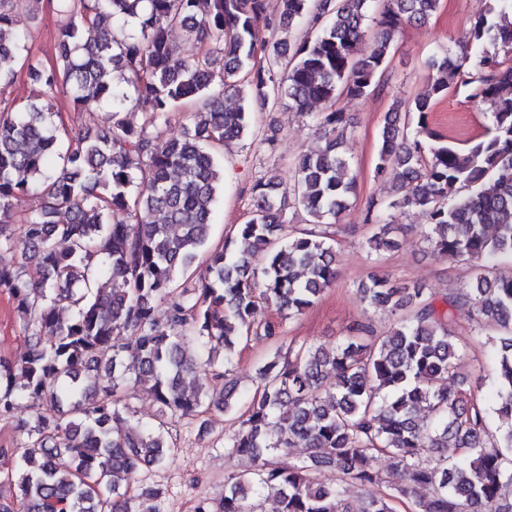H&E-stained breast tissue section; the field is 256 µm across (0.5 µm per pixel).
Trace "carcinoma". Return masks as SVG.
Masks as SVG:
<instances>
[{
	"label": "carcinoma",
	"instance_id": "carcinoma-1",
	"mask_svg": "<svg viewBox=\"0 0 512 512\" xmlns=\"http://www.w3.org/2000/svg\"><path fill=\"white\" fill-rule=\"evenodd\" d=\"M374 2L277 0L271 11L268 0H55L56 64L47 68L10 0H0V83L23 69L48 100L0 113V252L19 256L0 264V289L29 332L21 358H0V419L22 397L38 402L21 425L25 439L0 448L16 456L14 493L0 497V512H129L141 473L169 459L168 421L202 429L213 408L232 417L224 456H246L254 468L230 473L224 494L194 512H260L269 497L277 512H393L394 495L421 487L431 494L414 500V512H512V275L495 273L512 261V0H492L471 47L432 62L423 94L393 102L376 172H393L395 184L367 213V244L379 256L403 227L374 211L419 210L423 242L469 264V287L438 298L370 276L361 301L389 312L390 327L379 334L367 319L330 344L289 342L287 355L258 367L239 411L234 358L253 337H281L278 320L253 332L257 306L300 315L339 277L336 248L319 229L336 223L356 190L338 92L373 91L395 35L427 24L440 0H382L375 42L360 55ZM305 17L317 35L291 42ZM174 29L186 36L182 57L169 44ZM451 88L491 103L487 131L459 145L428 122ZM60 93L85 115L66 148L52 111ZM187 99L201 101L192 121L161 138L156 128ZM270 99L304 114L329 104L314 114L322 145L299 158L289 183L258 177L249 219L208 250L224 182L216 149L256 139L249 101ZM105 106L112 124L99 129ZM129 107L146 121L126 122ZM30 196L38 205L16 238L7 225ZM289 198L317 229L287 230ZM461 317L494 357V409L459 372L452 324ZM219 353L224 391L211 394L203 377ZM139 392L158 405L151 424L135 419ZM299 445L304 459L277 461ZM379 456L383 471L372 465ZM323 469L366 492L358 509L342 485L317 479ZM382 484L392 493L371 491Z\"/></svg>",
	"mask_w": 512,
	"mask_h": 512
}]
</instances>
